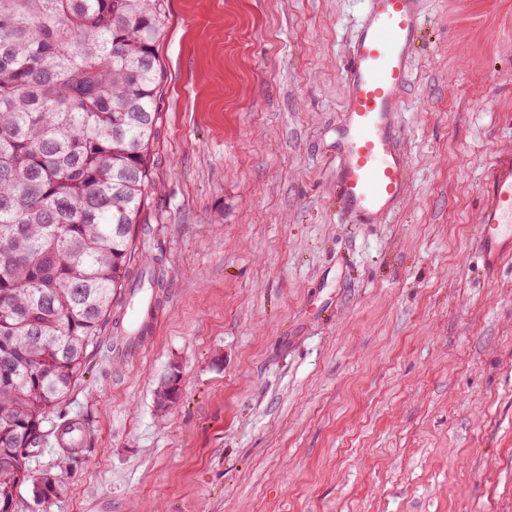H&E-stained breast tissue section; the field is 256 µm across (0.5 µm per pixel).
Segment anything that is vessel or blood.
I'll return each instance as SVG.
<instances>
[{"mask_svg":"<svg viewBox=\"0 0 512 512\" xmlns=\"http://www.w3.org/2000/svg\"><path fill=\"white\" fill-rule=\"evenodd\" d=\"M418 0H366L364 17L346 70L344 119L333 152L336 201L354 224L388 218L404 200L409 163L400 149L398 114L410 81V61L420 31ZM484 268L496 272L512 260V155L498 158L486 173V191L475 224ZM154 292L127 294L128 324L120 353L137 349L156 314Z\"/></svg>","mask_w":512,"mask_h":512,"instance_id":"b4317fda","label":"vessel or blood"}]
</instances>
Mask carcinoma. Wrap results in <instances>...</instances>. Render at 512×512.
I'll return each mask as SVG.
<instances>
[{
  "mask_svg": "<svg viewBox=\"0 0 512 512\" xmlns=\"http://www.w3.org/2000/svg\"><path fill=\"white\" fill-rule=\"evenodd\" d=\"M163 0H0V512L128 282L148 199ZM42 337L35 347L31 337ZM62 486L32 484L38 507Z\"/></svg>",
  "mask_w": 512,
  "mask_h": 512,
  "instance_id": "1",
  "label": "carcinoma"
}]
</instances>
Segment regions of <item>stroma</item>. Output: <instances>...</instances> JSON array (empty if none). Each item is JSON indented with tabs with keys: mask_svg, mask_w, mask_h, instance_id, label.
Returning a JSON list of instances; mask_svg holds the SVG:
<instances>
[{
	"mask_svg": "<svg viewBox=\"0 0 512 512\" xmlns=\"http://www.w3.org/2000/svg\"><path fill=\"white\" fill-rule=\"evenodd\" d=\"M364 7L164 0L130 262L159 316L133 356L108 325L48 414L49 512H512V262L488 274L474 228L512 151V0H420L406 197L349 224L330 148Z\"/></svg>",
	"mask_w": 512,
	"mask_h": 512,
	"instance_id": "1",
	"label": "stroma"
}]
</instances>
